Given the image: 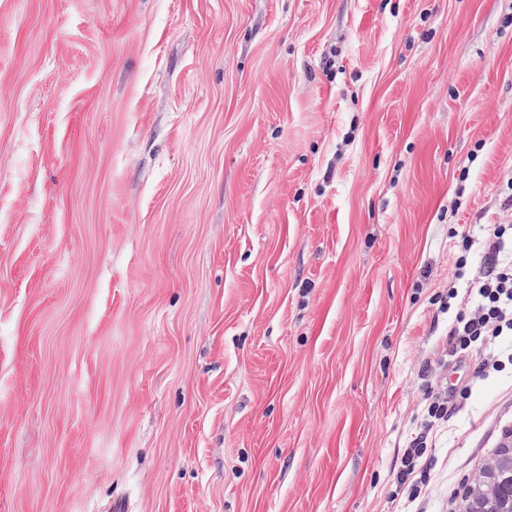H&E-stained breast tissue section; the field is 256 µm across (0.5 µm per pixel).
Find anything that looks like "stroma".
Wrapping results in <instances>:
<instances>
[{"label": "stroma", "instance_id": "obj_1", "mask_svg": "<svg viewBox=\"0 0 512 512\" xmlns=\"http://www.w3.org/2000/svg\"><path fill=\"white\" fill-rule=\"evenodd\" d=\"M484 224L512 0H0V512H391L443 379L459 512L512 439L437 305Z\"/></svg>", "mask_w": 512, "mask_h": 512}]
</instances>
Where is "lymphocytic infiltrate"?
I'll return each instance as SVG.
<instances>
[{
  "mask_svg": "<svg viewBox=\"0 0 512 512\" xmlns=\"http://www.w3.org/2000/svg\"><path fill=\"white\" fill-rule=\"evenodd\" d=\"M483 246L484 261L467 269L465 288L449 287L441 303L454 313L448 326L449 352L457 355L475 348L484 352L474 371L478 379L512 362V353L504 354L497 347L500 338L512 336V224L486 225ZM451 408L447 387L429 389L421 422L395 461L396 487L407 501L396 512H407V505L423 496L427 483L423 459L432 446L434 429L447 423Z\"/></svg>",
  "mask_w": 512,
  "mask_h": 512,
  "instance_id": "obj_1",
  "label": "lymphocytic infiltrate"
}]
</instances>
